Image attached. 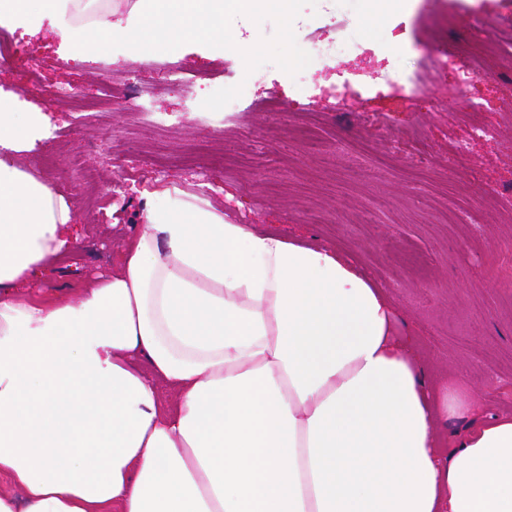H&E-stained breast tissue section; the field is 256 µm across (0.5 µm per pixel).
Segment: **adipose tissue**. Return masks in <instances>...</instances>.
Returning a JSON list of instances; mask_svg holds the SVG:
<instances>
[{
	"label": "adipose tissue",
	"mask_w": 512,
	"mask_h": 512,
	"mask_svg": "<svg viewBox=\"0 0 512 512\" xmlns=\"http://www.w3.org/2000/svg\"><path fill=\"white\" fill-rule=\"evenodd\" d=\"M78 0H0L88 56L111 30L220 29L224 0H133L124 22ZM53 135L0 87V512H512V416L428 376L390 294L340 249L146 205L111 273L77 301L24 287L77 240L76 212L21 167ZM177 396L168 408L157 387ZM474 417L451 442L443 421Z\"/></svg>",
	"instance_id": "1"
}]
</instances>
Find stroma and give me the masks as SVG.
<instances>
[{"label":"stroma","mask_w":512,"mask_h":512,"mask_svg":"<svg viewBox=\"0 0 512 512\" xmlns=\"http://www.w3.org/2000/svg\"><path fill=\"white\" fill-rule=\"evenodd\" d=\"M223 29V48L181 37L174 54L158 49L146 63L108 30L102 59L48 32L0 29L29 56L63 61L35 76L0 63V82L55 125L19 164L39 170L54 156L49 182L78 210L77 244L32 296L75 298L141 229L144 203L179 199L231 224L355 252L429 370L463 376L487 413L512 414V71L488 66L464 84L448 55L477 54L489 35L512 45V0H287L253 13L226 0ZM347 37L355 54L318 61L308 51ZM396 64L424 76L426 90L388 84ZM131 77L143 91L135 109ZM228 83L240 93L232 105ZM68 90L92 106L52 105ZM476 119L495 140L470 139ZM341 142L365 152V169L337 166Z\"/></svg>","instance_id":"35a3bbf8"}]
</instances>
